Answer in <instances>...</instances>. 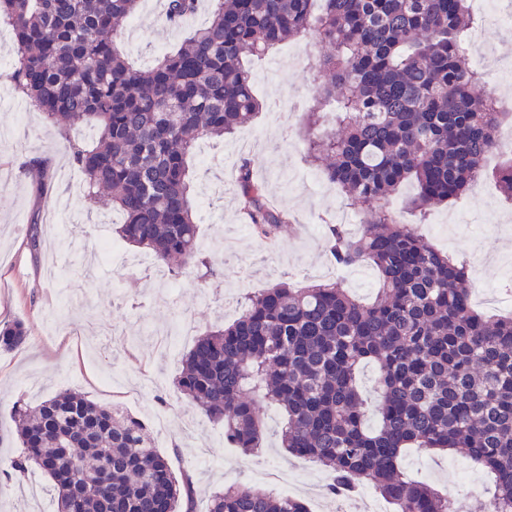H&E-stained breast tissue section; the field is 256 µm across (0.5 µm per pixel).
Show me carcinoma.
<instances>
[{
    "mask_svg": "<svg viewBox=\"0 0 512 512\" xmlns=\"http://www.w3.org/2000/svg\"><path fill=\"white\" fill-rule=\"evenodd\" d=\"M214 2L206 26L137 69L120 45L139 0H0L17 52L9 80L60 133L78 122L95 130L93 144L68 145L88 196L122 215L113 227L122 241L176 276L202 263L197 140L234 133L262 107L245 58L312 35L327 47L306 152L314 163L332 158L322 174L364 212L357 235L330 229V253L342 266L373 265L376 296L363 304L334 283L265 288L196 341L174 387L245 452L263 439L259 400L278 406L281 447L330 468L333 494L367 481L395 512H459L405 476L402 452L416 446L470 460L489 479L490 512H512V317L478 313L467 265L382 207L413 183L423 216L484 173L504 113L475 94L480 76L463 46L469 0ZM196 7L166 0L165 20ZM491 177L512 199V156ZM236 187L257 239L291 223L246 164ZM25 339L22 323L0 325L1 349ZM364 363L378 374L373 424L357 383ZM13 409L23 452L12 469L47 473L58 512H192V478L174 475L138 417L74 390ZM208 512L308 510L237 484L213 493Z\"/></svg>",
    "mask_w": 512,
    "mask_h": 512,
    "instance_id": "obj_1",
    "label": "carcinoma"
}]
</instances>
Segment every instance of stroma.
<instances>
[{
	"instance_id": "35a3bbf8",
	"label": "stroma",
	"mask_w": 512,
	"mask_h": 512,
	"mask_svg": "<svg viewBox=\"0 0 512 512\" xmlns=\"http://www.w3.org/2000/svg\"><path fill=\"white\" fill-rule=\"evenodd\" d=\"M209 13V0H199L196 13L173 27L164 23L155 0H141L125 41L130 59L150 66L154 46L178 48ZM292 50L310 65L324 52L309 38L250 58L262 110L223 140L196 148L209 158L195 165L198 197L222 192L220 205L198 211L199 249L217 274L193 270L167 294L147 270L108 263L84 279L82 302L70 301L69 282L46 275L49 247L76 239L93 248L116 236L91 208L85 179L56 129L0 77V127L10 130L0 137V324L18 320L27 330L21 346L0 350V512H57V493L37 467L20 481L10 477L9 462L19 452L12 407L64 389L144 418L175 474L191 475L197 512H208L211 494L234 483L290 491L309 512H338L339 503L323 493L329 471L281 448L286 418L279 408L265 406L262 447L246 453L225 441L223 425L201 416L173 386L183 353L198 336L238 318L246 294L284 280L305 286L315 280V268L330 263L324 242L347 206L343 191L332 183L296 191L288 185L289 169L309 167L303 118L314 94L310 77L285 68ZM36 157L49 162L41 189L25 171ZM246 161L268 195L295 218L270 243L251 235L239 210L236 177ZM417 226L439 249L466 261L474 283H501L504 266L512 263V204L495 182L487 183L484 195L470 190L433 207ZM402 467L413 479L448 492L465 512H484L483 498L469 489L485 482L476 468L461 478L448 457L419 448L405 452Z\"/></svg>"
}]
</instances>
